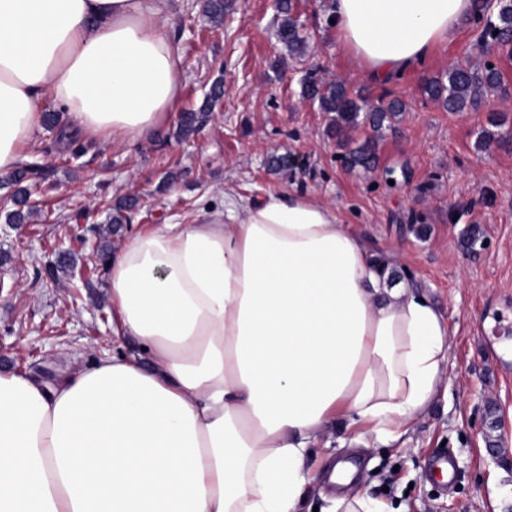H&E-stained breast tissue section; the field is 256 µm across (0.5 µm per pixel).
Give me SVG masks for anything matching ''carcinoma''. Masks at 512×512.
<instances>
[{
  "label": "carcinoma",
  "mask_w": 512,
  "mask_h": 512,
  "mask_svg": "<svg viewBox=\"0 0 512 512\" xmlns=\"http://www.w3.org/2000/svg\"><path fill=\"white\" fill-rule=\"evenodd\" d=\"M295 0H276V9L281 15L276 30V37L288 49L290 56L301 57L308 48L307 38L302 35L303 25L294 12ZM232 4L229 0H204L202 11L208 21L219 26L229 14ZM486 17V24L478 40L481 50L493 47L512 51V0H480L477 17ZM501 90V76L492 66L482 68L471 65H454L445 75L432 79L424 87L428 97L441 104L450 112H464L476 107L485 96ZM224 94L223 85L216 83L203 105L196 111L182 113L178 122V135L188 138L193 135L203 118L211 108L213 100ZM301 95L307 101L318 106L322 112L334 115L331 131L336 136L347 130L367 125L380 134L391 126L402 112L404 104L398 99L380 96L371 100L368 96L350 94L341 82H326L318 77L317 71L306 73L301 83ZM349 162L353 167L373 170L377 167V158L370 142L350 150ZM46 167L38 163H25L0 177V188L9 190L8 198L15 209L6 214V223L23 224L34 210L28 203L31 182L46 176ZM138 198L127 196L121 198L110 216L111 223H124V213L137 207Z\"/></svg>",
  "instance_id": "1"
}]
</instances>
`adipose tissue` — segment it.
<instances>
[{"mask_svg":"<svg viewBox=\"0 0 512 512\" xmlns=\"http://www.w3.org/2000/svg\"><path fill=\"white\" fill-rule=\"evenodd\" d=\"M373 82L452 42L477 0H327ZM172 0H0V172L41 101L69 132H161L183 87ZM391 254L302 192L225 194L110 261L119 339L49 384L0 371V512H298L314 448L398 442L445 382L448 322Z\"/></svg>","mask_w":512,"mask_h":512,"instance_id":"obj_1","label":"adipose tissue"}]
</instances>
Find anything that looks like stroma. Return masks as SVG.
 <instances>
[{
    "label": "stroma",
    "instance_id": "stroma-1",
    "mask_svg": "<svg viewBox=\"0 0 512 512\" xmlns=\"http://www.w3.org/2000/svg\"><path fill=\"white\" fill-rule=\"evenodd\" d=\"M325 4L296 0L309 49L292 59L274 38L275 0H234L218 27L199 0H175L169 32L183 88L157 136L115 147L88 139L78 155L59 139L66 113L41 102L57 113V127L39 129L22 160L47 165L50 177L33 190L36 213L26 223H6L0 210V364L36 378L47 359L74 368L72 349L88 362L135 353L112 332L100 241L117 251L155 225L203 219L206 209L223 207L228 188L254 200L304 192L333 204L373 250L395 254L392 277L428 296L449 332L447 388L400 446L333 447L319 457V472L356 462L361 489L401 512H512V56L480 54V30L467 20L423 66L373 86L337 45ZM465 63L501 72L506 90L494 95L493 109L453 113L424 96L426 79ZM311 67L349 92L366 87L399 99L405 110L380 136L363 126L338 145L326 134L327 114L301 97ZM218 81L222 100L194 135L180 138L181 112L198 109ZM492 121L503 142L484 151L478 132ZM371 137L376 170L350 167L348 150ZM283 154L292 167L272 170L271 157ZM125 196L138 197L139 207L110 232L109 206ZM62 254L72 266L49 279L45 264ZM442 454L455 471L447 490L429 476Z\"/></svg>",
    "mask_w": 512,
    "mask_h": 512
}]
</instances>
